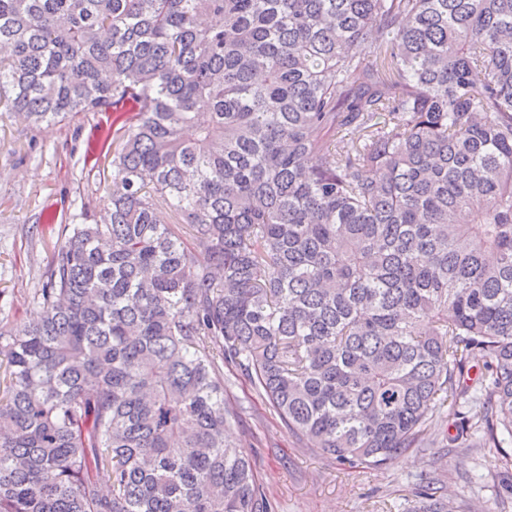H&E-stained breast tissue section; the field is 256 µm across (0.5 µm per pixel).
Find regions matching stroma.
I'll list each match as a JSON object with an SVG mask.
<instances>
[{"label": "stroma", "instance_id": "obj_1", "mask_svg": "<svg viewBox=\"0 0 512 512\" xmlns=\"http://www.w3.org/2000/svg\"><path fill=\"white\" fill-rule=\"evenodd\" d=\"M115 132L101 112L49 125L0 117V316L27 321L36 313L33 296L72 202L104 221L108 163L85 156L91 141L111 142ZM224 397L238 414L233 436L276 512H412L427 488L471 512H512V495L502 490L512 484V446L449 448L455 428L443 415L433 417L421 447L380 468L349 469L292 437L242 372L225 370Z\"/></svg>", "mask_w": 512, "mask_h": 512}]
</instances>
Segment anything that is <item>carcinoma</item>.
Here are the masks:
<instances>
[{
	"instance_id": "carcinoma-1",
	"label": "carcinoma",
	"mask_w": 512,
	"mask_h": 512,
	"mask_svg": "<svg viewBox=\"0 0 512 512\" xmlns=\"http://www.w3.org/2000/svg\"><path fill=\"white\" fill-rule=\"evenodd\" d=\"M0 104L129 114L0 320V512H268L226 366L348 468L512 445V0H0Z\"/></svg>"
}]
</instances>
